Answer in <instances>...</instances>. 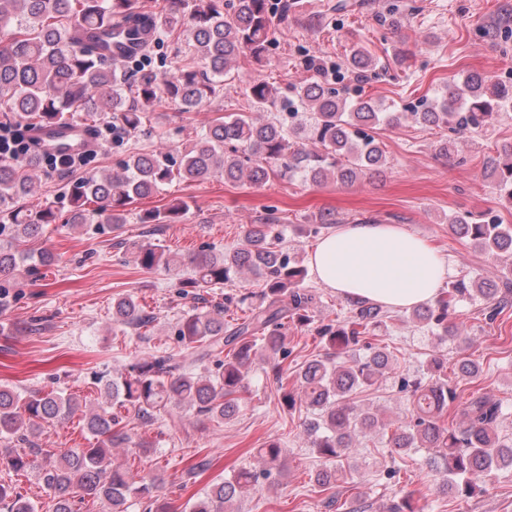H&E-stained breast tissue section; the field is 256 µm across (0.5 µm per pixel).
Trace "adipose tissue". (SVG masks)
I'll return each mask as SVG.
<instances>
[{
	"instance_id": "1",
	"label": "adipose tissue",
	"mask_w": 512,
	"mask_h": 512,
	"mask_svg": "<svg viewBox=\"0 0 512 512\" xmlns=\"http://www.w3.org/2000/svg\"><path fill=\"white\" fill-rule=\"evenodd\" d=\"M312 273L341 297L394 310L434 301L448 278V259L395 224H345L309 254Z\"/></svg>"
}]
</instances>
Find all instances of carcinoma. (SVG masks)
Here are the masks:
<instances>
[{
    "label": "carcinoma",
    "instance_id": "cac0c4a2",
    "mask_svg": "<svg viewBox=\"0 0 512 512\" xmlns=\"http://www.w3.org/2000/svg\"><path fill=\"white\" fill-rule=\"evenodd\" d=\"M172 3L169 11L149 16L137 12L136 0H0L4 122L40 126L98 116L126 134L135 133L149 112L168 106L184 113L202 108L224 91V77L238 57L248 52L258 59L271 41V0ZM162 33L185 35L184 54L190 61L165 79L149 70L127 69V64L150 52ZM350 66L363 78L375 63L367 52L357 50ZM250 94L253 111L215 118L178 151L161 144L151 151L131 152L116 169L96 171L78 182L66 213L51 206H24L37 195L38 186L25 168L0 159V233L10 238L0 241V307L3 289L19 277L29 259L14 243L38 236L46 224L98 223L116 229L126 223L127 206L174 181L199 182L218 174L226 182L260 186L277 170L313 183L332 178L352 184L387 164L374 130L395 117L382 106L350 101L319 82L296 86L291 95L282 96L278 88L258 80ZM485 95V80L471 74L462 84L448 86L441 100L408 116L424 125H444L453 133L477 129L493 119ZM273 111L271 119L258 117ZM490 169L494 181L512 185V144L492 160ZM186 208L179 201L163 212L144 215L142 223L152 228L144 239L128 245L134 262L144 270L162 269L182 287L199 293L245 272L260 276L263 289L256 300L249 294L238 297L236 304L248 308L239 322L224 321L219 305L195 307L181 317L177 336L188 348L199 350V362L224 355L214 370L188 372L172 354L139 358L127 374L106 381L100 389L105 401L95 407L74 394H22L0 386V439L22 444L19 449H0V469L36 473L53 495L54 512H76L79 492L107 502L111 512H128L135 497L143 500L145 512H169L167 503L153 493L154 479H136L112 461L114 448L144 449L134 442L124 419L146 423L170 408L193 409L219 424L231 419L249 393V372L259 352L282 350L286 323L303 317L313 301L304 287L307 268L302 260L278 249L279 220L272 215L250 225L242 246L219 255L202 249L184 260L149 240L157 232L155 225L175 221ZM448 228L474 247L509 260L501 283L463 277L434 304L412 310L414 318L438 330L439 340L460 342L467 340L466 327L451 320L459 298H480L488 321L512 302V226L466 216L452 219ZM384 318L381 305L351 301L346 324L322 326L320 336L330 351L302 367L295 390L283 382L287 370L279 364L273 367L286 406L300 402L306 408L305 433L322 458L316 483L330 492L329 507L338 502L332 489L342 477L340 458L357 436L387 428L378 415L358 409L352 398L357 390L382 380L391 366V354L370 342ZM154 320L153 313L131 296L112 303L115 325L142 328ZM401 388L410 415L394 424L388 445L397 454L414 448L432 450L438 492L469 496L494 471L512 469V442H504L497 433L501 402L478 393L461 400L448 382L444 359H431L426 380L405 379ZM110 401L125 415L110 411ZM77 414L93 439L87 447L56 454L31 441L34 432ZM259 454L261 470L235 471L213 484L189 512H234L233 504L244 490L284 469L280 443L269 442ZM0 512H34V506L0 483Z\"/></svg>",
    "mask_w": 512,
    "mask_h": 512
}]
</instances>
